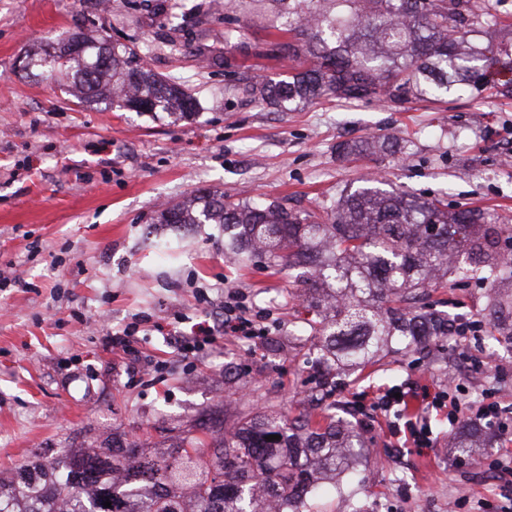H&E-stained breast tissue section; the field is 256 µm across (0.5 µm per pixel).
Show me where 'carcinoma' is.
<instances>
[{
    "instance_id": "carcinoma-1",
    "label": "carcinoma",
    "mask_w": 512,
    "mask_h": 512,
    "mask_svg": "<svg viewBox=\"0 0 512 512\" xmlns=\"http://www.w3.org/2000/svg\"><path fill=\"white\" fill-rule=\"evenodd\" d=\"M257 2L269 5L291 34L288 42L270 43L269 54L309 60L280 80L245 85L280 112L321 99L401 105L465 91L512 96V80L499 79L512 73V43L493 51L471 42L487 19L470 0ZM68 40L83 45L82 55L64 64L80 100L176 120L195 111L183 85L141 65L131 47L82 32ZM340 149L367 156L386 146L372 137ZM153 223L222 224L224 245L238 262L303 267L306 308L315 318L301 333L319 343L326 363L321 387L331 372L363 369L394 342L408 351L450 336L448 314L412 305L428 289L478 272L489 284L483 344L512 346V293L500 288L512 281V262L502 256L512 250V226L489 212L363 186L317 221L277 201L242 204L205 191L161 209ZM324 412L321 423L308 414L289 420L244 412L233 429H212L206 442L185 438L160 456L138 438L119 458L97 448L34 456L10 480L0 477V512H310L314 474L345 471L364 448L352 427L336 420L332 404ZM454 434L459 456H470L476 430L464 424Z\"/></svg>"
}]
</instances>
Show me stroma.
<instances>
[{"mask_svg":"<svg viewBox=\"0 0 512 512\" xmlns=\"http://www.w3.org/2000/svg\"><path fill=\"white\" fill-rule=\"evenodd\" d=\"M275 20L240 0H0V473L31 454L111 449L130 435L166 448L171 433L232 427L248 409L320 417L311 362L299 337L305 289L293 269L224 252L219 224L180 230L154 223L160 205L203 189L233 201L260 198L322 212L357 180L377 175L398 191L480 208L512 225V102L469 95L443 103L336 100L279 112L243 92L244 78L278 80L290 62L268 54ZM79 30L130 45L155 73L184 81L199 109L187 120L85 103L69 80L26 69L36 45ZM386 136L400 157L341 158L340 142ZM179 235L159 256L152 239ZM230 292L242 294L255 336H220L178 358L155 331L190 332ZM484 282L443 288L426 306L455 320H484ZM140 332L138 357L113 350V332ZM462 406L494 395L512 425V360L440 341L430 354L388 355L332 395L368 452L342 477L323 480L316 512H502L512 460L497 438L458 465L445 413L429 412L434 447L409 443L422 389L447 375ZM404 389L401 419L372 406L377 391Z\"/></svg>","mask_w":512,"mask_h":512,"instance_id":"1","label":"stroma"}]
</instances>
